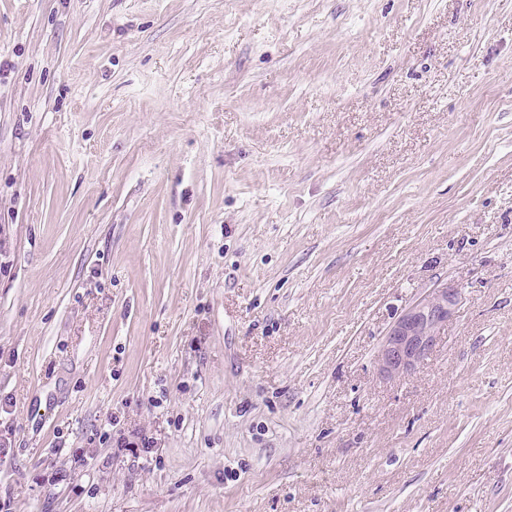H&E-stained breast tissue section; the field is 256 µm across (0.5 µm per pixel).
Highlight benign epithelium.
Wrapping results in <instances>:
<instances>
[{
  "label": "benign epithelium",
  "mask_w": 512,
  "mask_h": 512,
  "mask_svg": "<svg viewBox=\"0 0 512 512\" xmlns=\"http://www.w3.org/2000/svg\"><path fill=\"white\" fill-rule=\"evenodd\" d=\"M460 297V289L444 284L429 289L406 310L387 332L378 355L381 371L389 376L404 374L422 363Z\"/></svg>",
  "instance_id": "benign-epithelium-1"
}]
</instances>
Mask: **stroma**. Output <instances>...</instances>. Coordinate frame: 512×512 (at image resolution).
Segmentation results:
<instances>
[{"label": "stroma", "mask_w": 512, "mask_h": 512, "mask_svg": "<svg viewBox=\"0 0 512 512\" xmlns=\"http://www.w3.org/2000/svg\"><path fill=\"white\" fill-rule=\"evenodd\" d=\"M1 59L0 512H512V0H0ZM461 297L459 288L443 284L420 297L390 327L378 355L388 376L404 374L421 364L434 347L443 325Z\"/></svg>", "instance_id": "stroma-1"}]
</instances>
